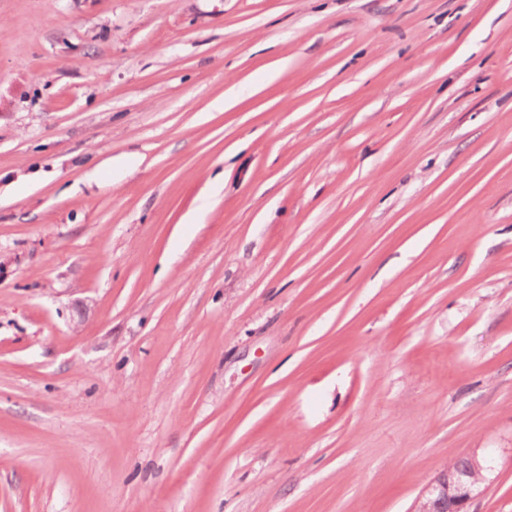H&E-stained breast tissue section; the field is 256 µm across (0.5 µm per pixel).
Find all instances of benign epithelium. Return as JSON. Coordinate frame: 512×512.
I'll return each mask as SVG.
<instances>
[{"label":"benign epithelium","instance_id":"obj_1","mask_svg":"<svg viewBox=\"0 0 512 512\" xmlns=\"http://www.w3.org/2000/svg\"><path fill=\"white\" fill-rule=\"evenodd\" d=\"M484 481L475 468L455 473L448 470L424 490L417 512H468V505L482 494Z\"/></svg>","mask_w":512,"mask_h":512}]
</instances>
